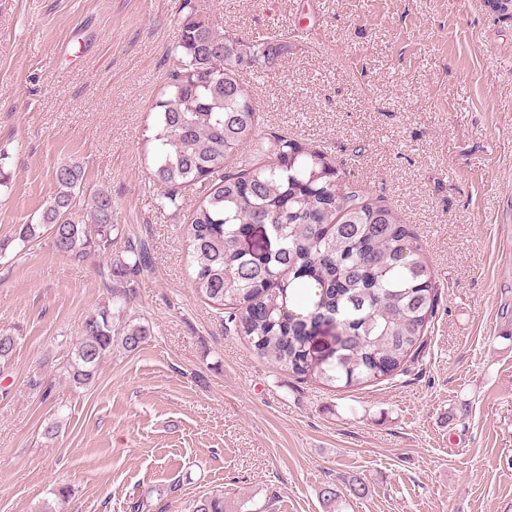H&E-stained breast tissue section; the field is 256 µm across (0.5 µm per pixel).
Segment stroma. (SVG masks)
Returning <instances> with one entry per match:
<instances>
[{
  "label": "stroma",
  "mask_w": 512,
  "mask_h": 512,
  "mask_svg": "<svg viewBox=\"0 0 512 512\" xmlns=\"http://www.w3.org/2000/svg\"><path fill=\"white\" fill-rule=\"evenodd\" d=\"M195 2L239 37L284 35L274 68L241 73L261 132L344 163L418 236L441 290L422 353L335 388L262 362L197 297L182 239L196 196L161 207L144 147L181 0H0V329H21L0 365V512H39L64 485V512L139 497L192 512L216 490L226 512H333L328 484L334 512H512V20L486 0ZM67 160L84 170L78 211L108 191L151 256L131 304L149 340L81 389L61 368L110 258L9 245Z\"/></svg>",
  "instance_id": "stroma-1"
}]
</instances>
